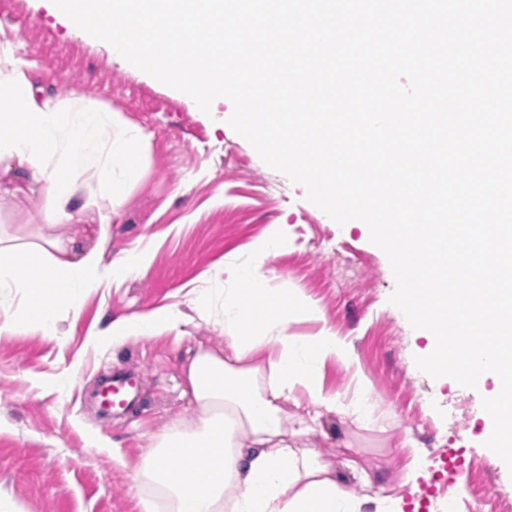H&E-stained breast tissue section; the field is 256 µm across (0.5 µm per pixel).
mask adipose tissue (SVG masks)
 I'll list each match as a JSON object with an SVG mask.
<instances>
[{"instance_id":"ef3b65f1","label":"adipose tissue","mask_w":512,"mask_h":512,"mask_svg":"<svg viewBox=\"0 0 512 512\" xmlns=\"http://www.w3.org/2000/svg\"><path fill=\"white\" fill-rule=\"evenodd\" d=\"M148 136L120 120L97 100L72 93L68 106L51 105L36 88L31 64L0 55V172H16L49 201L47 218L66 224L81 211V173L92 172L98 210L114 212L127 186L142 175ZM274 253L258 248L232 257L196 291L199 318L224 317V343L188 347L183 392L194 407L191 421L151 435V451L135 472L143 512H395L394 503L357 498L338 485L331 465L308 448L312 428L289 415L296 393L321 412L349 414L325 389L322 370L338 361L358 363L334 331L290 333L300 319L321 320L315 305L268 283ZM147 262L145 252L104 266L98 249L74 256L52 237L38 243L0 239V295H21L24 307L0 333L31 325L55 331L61 305H78L80 294L128 277ZM178 306L114 321L102 336L115 344L175 330ZM181 453L171 461L172 450Z\"/></svg>"}]
</instances>
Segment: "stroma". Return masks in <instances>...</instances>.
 I'll return each instance as SVG.
<instances>
[{"label": "stroma", "instance_id": "obj_1", "mask_svg": "<svg viewBox=\"0 0 512 512\" xmlns=\"http://www.w3.org/2000/svg\"><path fill=\"white\" fill-rule=\"evenodd\" d=\"M2 50L32 64L48 98L62 102L79 90L142 128L148 141L144 176L127 187L106 239L98 237L100 215L91 204L76 223L48 224L47 201L35 187L0 198V236L70 238L78 251L100 247L107 265L132 251L149 259L135 277L59 309L57 334L20 328L0 335V512H142L134 472L150 435L192 415L181 354L195 342L222 344L224 327L191 316L177 330L115 347L91 337L144 311L176 304L188 312L192 288L272 235L281 241L269 264L272 287L294 290L323 314L319 322L293 323L291 333L335 330L378 405L373 424L345 415L316 421L309 445L331 463L337 482L356 496L397 502L400 512H420L405 479L410 451L451 448L470 463L472 494L490 487L512 500V471L484 445L486 389L418 370L414 359L427 342L389 301L395 280L385 253L362 228L338 225L307 200L304 186L222 126L231 102L203 113L107 43L65 25L45 0H0ZM115 367L144 371L141 404L105 427L82 395ZM456 398L470 403L462 427L453 418ZM352 459L359 470L349 468Z\"/></svg>", "mask_w": 512, "mask_h": 512}]
</instances>
